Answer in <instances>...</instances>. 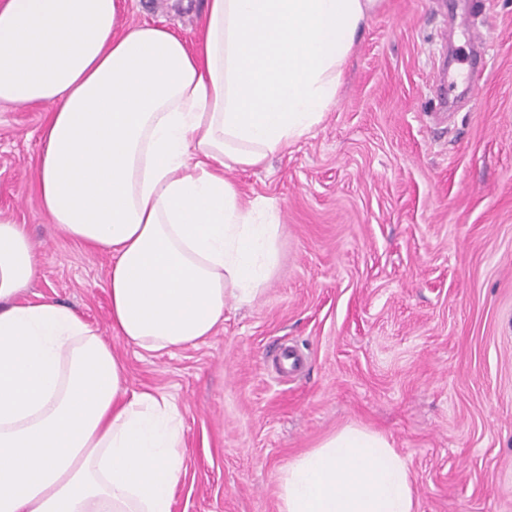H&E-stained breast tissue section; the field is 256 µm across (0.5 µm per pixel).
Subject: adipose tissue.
Wrapping results in <instances>:
<instances>
[{
	"label": "adipose tissue",
	"mask_w": 512,
	"mask_h": 512,
	"mask_svg": "<svg viewBox=\"0 0 512 512\" xmlns=\"http://www.w3.org/2000/svg\"><path fill=\"white\" fill-rule=\"evenodd\" d=\"M382 0H206L201 35L122 27V0H0V105H51L41 206L112 257L109 328L148 351L195 345L227 298L278 262L229 174L309 135ZM36 257L0 213V512H172L175 401L125 385L121 358L72 309L25 295ZM280 512H416L410 468L348 425L280 477Z\"/></svg>",
	"instance_id": "1"
}]
</instances>
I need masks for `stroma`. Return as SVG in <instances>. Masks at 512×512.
Here are the masks:
<instances>
[{
	"mask_svg": "<svg viewBox=\"0 0 512 512\" xmlns=\"http://www.w3.org/2000/svg\"><path fill=\"white\" fill-rule=\"evenodd\" d=\"M204 8L124 0L122 22L191 44ZM47 112L0 106V211L37 254L28 300L105 331L108 252L40 205ZM231 178L279 226L258 297L203 343L109 340L129 387L180 408L172 512H279L288 462L350 424L407 461L417 512H512V0H384L312 135Z\"/></svg>",
	"mask_w": 512,
	"mask_h": 512,
	"instance_id": "stroma-1",
	"label": "stroma"
}]
</instances>
